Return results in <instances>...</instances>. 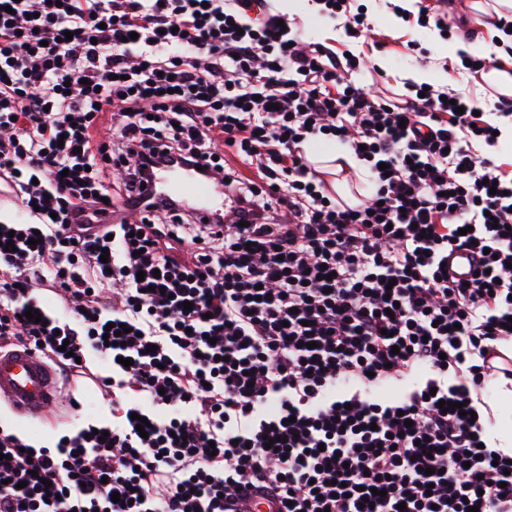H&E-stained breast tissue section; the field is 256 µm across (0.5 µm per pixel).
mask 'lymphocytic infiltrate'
Here are the masks:
<instances>
[{
    "label": "lymphocytic infiltrate",
    "instance_id": "f902f5d3",
    "mask_svg": "<svg viewBox=\"0 0 512 512\" xmlns=\"http://www.w3.org/2000/svg\"><path fill=\"white\" fill-rule=\"evenodd\" d=\"M315 2L341 35L370 27ZM281 18L267 0H0V179L22 209L0 221V350L69 374L96 356L112 403L52 449L0 427V512H512V452L479 412L512 340L496 126L450 87L356 85L361 57ZM322 140L366 167L358 205L313 170ZM161 166L223 182L219 218L146 198ZM453 249L479 276L450 277Z\"/></svg>",
    "mask_w": 512,
    "mask_h": 512
}]
</instances>
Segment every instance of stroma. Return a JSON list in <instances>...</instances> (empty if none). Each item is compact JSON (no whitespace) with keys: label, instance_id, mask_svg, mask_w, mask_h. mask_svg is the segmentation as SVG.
I'll list each match as a JSON object with an SVG mask.
<instances>
[{"label":"stroma","instance_id":"obj_1","mask_svg":"<svg viewBox=\"0 0 512 512\" xmlns=\"http://www.w3.org/2000/svg\"><path fill=\"white\" fill-rule=\"evenodd\" d=\"M433 12H449L463 18L465 25L450 32H440L434 25L424 27L407 25L397 19L392 0H351L352 7L366 11L373 29L359 39H342L332 21L319 17L314 0H295L290 20L303 38L310 39L329 48L336 55L348 53L365 57L367 66L352 73L356 83L378 85L395 92L406 90L401 76L414 67L432 69L436 74H447L453 88L473 98L487 96L489 87L481 76L454 69L460 42H479L499 58H506L507 45L498 37V30L491 16L477 14L471 0H455L445 5L442 0H423ZM417 43V50H410V43ZM77 398L83 405L82 414L76 419H64L49 414L37 418H25L10 408L0 407V424L18 429L32 442L51 446L58 437L75 431L84 423L85 416H109L110 410L103 399L87 390H79Z\"/></svg>","mask_w":512,"mask_h":512}]
</instances>
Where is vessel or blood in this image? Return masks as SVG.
I'll return each mask as SVG.
<instances>
[{"label":"vessel or blood","mask_w":512,"mask_h":512,"mask_svg":"<svg viewBox=\"0 0 512 512\" xmlns=\"http://www.w3.org/2000/svg\"><path fill=\"white\" fill-rule=\"evenodd\" d=\"M151 191L157 197H177L189 205L198 218L212 217L217 186L200 178L189 168L160 170ZM8 401L18 413L38 417L62 401L60 387L51 367L32 350L23 348L0 352V401Z\"/></svg>","instance_id":"vessel-or-blood-1"}]
</instances>
